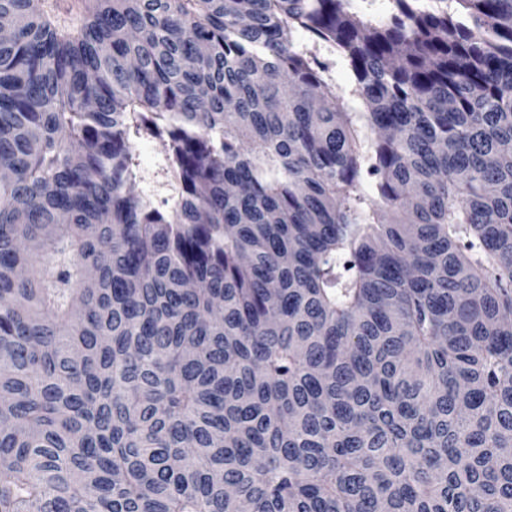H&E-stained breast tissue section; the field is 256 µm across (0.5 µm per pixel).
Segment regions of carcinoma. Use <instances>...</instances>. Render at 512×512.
Returning a JSON list of instances; mask_svg holds the SVG:
<instances>
[{
	"instance_id": "cac0c4a2",
	"label": "carcinoma",
	"mask_w": 512,
	"mask_h": 512,
	"mask_svg": "<svg viewBox=\"0 0 512 512\" xmlns=\"http://www.w3.org/2000/svg\"><path fill=\"white\" fill-rule=\"evenodd\" d=\"M436 2L0 0V512H512V0ZM346 7L353 12H362L379 24L387 23L394 10L391 0H347ZM295 41L304 48L315 51L319 59L329 65V74L336 82V87H348L350 85L352 74L347 63L336 52L323 46H317L315 49L308 36L302 30L294 33ZM136 152L140 170L139 190L157 202L170 198L171 177L163 170L165 167L159 142L152 139L141 140L137 144Z\"/></svg>"
}]
</instances>
